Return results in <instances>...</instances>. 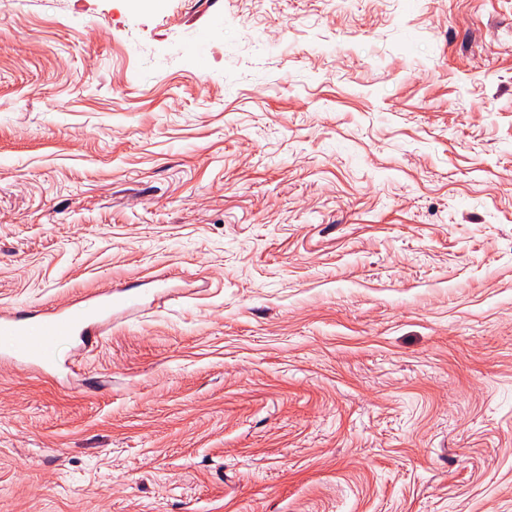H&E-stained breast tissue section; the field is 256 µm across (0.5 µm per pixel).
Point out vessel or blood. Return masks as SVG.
<instances>
[{
  "mask_svg": "<svg viewBox=\"0 0 512 512\" xmlns=\"http://www.w3.org/2000/svg\"><path fill=\"white\" fill-rule=\"evenodd\" d=\"M138 301V294L119 289L92 295L63 310L1 314L0 357L17 362L48 361L63 342L77 339L92 344L99 325L111 321L114 308L132 309Z\"/></svg>",
  "mask_w": 512,
  "mask_h": 512,
  "instance_id": "obj_1",
  "label": "vessel or blood"
}]
</instances>
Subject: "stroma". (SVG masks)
I'll use <instances>...</instances> for the list:
<instances>
[{
  "mask_svg": "<svg viewBox=\"0 0 512 512\" xmlns=\"http://www.w3.org/2000/svg\"><path fill=\"white\" fill-rule=\"evenodd\" d=\"M0 512H512V0H8ZM128 290L95 294L63 310L1 314L0 357L49 361L65 341L77 338L84 346L96 342L98 326L112 320L114 308L138 306V294Z\"/></svg>",
  "mask_w": 512,
  "mask_h": 512,
  "instance_id": "35a3bbf8",
  "label": "stroma"
}]
</instances>
